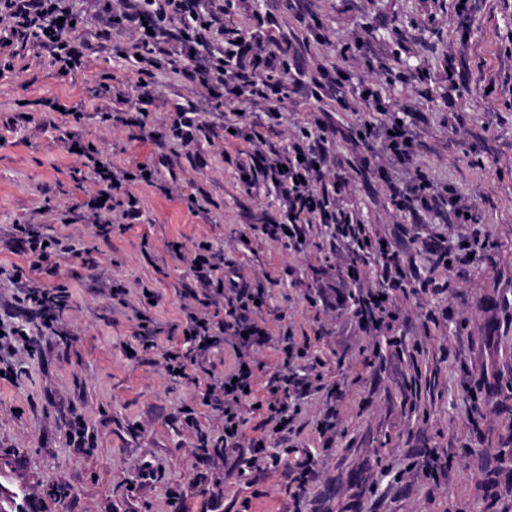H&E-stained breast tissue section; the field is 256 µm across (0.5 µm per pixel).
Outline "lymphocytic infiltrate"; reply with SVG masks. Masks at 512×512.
<instances>
[{
	"instance_id": "obj_1",
	"label": "lymphocytic infiltrate",
	"mask_w": 512,
	"mask_h": 512,
	"mask_svg": "<svg viewBox=\"0 0 512 512\" xmlns=\"http://www.w3.org/2000/svg\"><path fill=\"white\" fill-rule=\"evenodd\" d=\"M123 12L112 15L111 23L128 26L138 33L137 52L146 66H154L159 57L167 55V41L179 44V57L173 60L174 69L190 80L206 86L216 98L228 100L242 97L275 103L286 97L281 79L287 70L282 47L270 48L255 43L253 71L245 73L212 65L205 58L208 34L220 22L217 16H203L198 11L199 0H125ZM85 19L75 13L68 0H0V67H10L16 46H32L47 51L59 65L60 73L80 67L86 47L76 42L73 26L83 25ZM207 125L197 111L176 106L168 130L155 134V141L174 140L182 146L197 144L207 133ZM325 134L301 128L297 141L288 154L256 150L250 153V171L261 172L279 190L286 208L287 221L273 225L270 234L282 239H300L306 225L330 220L326 205V189L320 188L319 163L324 158ZM84 164L94 175L99 190L80 202L82 219L91 221L97 234L108 235L113 227L127 228L140 223L142 212L125 185L128 180L159 184L162 171L171 167L167 155H159L143 170L126 175L104 161L96 146L81 147ZM5 247L20 251L32 258V271L55 276L53 257L72 252L67 236L45 232L38 224L14 225ZM194 285L186 289L182 304L183 333L190 349L166 351L163 355L167 372L185 378L194 366H204L212 350L226 346L234 354L232 368L221 377H209L203 392L204 404L224 414V443L221 450L225 460H239L243 454L240 444V401L246 390L254 388L255 373L247 369L245 350L268 344L270 333L264 320L253 311L259 294L252 288L235 264L225 261L205 241L195 243L189 256ZM23 302L39 311L44 321L41 333L67 338L59 325V315L68 310L73 293L67 281H57L52 287L25 277L21 280Z\"/></svg>"
}]
</instances>
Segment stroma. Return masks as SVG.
<instances>
[{"mask_svg":"<svg viewBox=\"0 0 512 512\" xmlns=\"http://www.w3.org/2000/svg\"><path fill=\"white\" fill-rule=\"evenodd\" d=\"M69 2L87 17L76 39L94 45L82 67L63 75L47 52L26 49L0 74V238L34 222L74 246L54 259L73 289L62 317L68 338L0 353V483L23 487L43 512H481L482 451L491 448L501 462L489 512H512V0H469L464 12L459 0H200L202 14L222 12L225 32L260 26L287 44L293 91L274 120L248 99L213 98L165 65L146 78L153 99L141 129L100 114L107 85L124 91L120 111L137 103L136 33L99 43L100 5ZM340 68L377 92L379 107L310 93ZM47 100L80 119L45 122ZM178 104L198 110L210 140L168 144L175 178L160 189L129 186L141 223L94 234L73 210L97 186L69 151V133L129 170L151 161L156 147L144 135L163 131ZM392 114L411 125L413 164L354 136ZM319 121L328 127L322 181L337 187L332 203L371 239L387 240L410 280L374 335L348 294L381 287L376 252L353 280L352 249L335 225H308L300 244L271 239L267 225L285 219L280 193L260 176L245 186L238 169L250 145L232 127L260 124L285 154L300 128ZM419 174L461 195L477 223H460L447 207L401 209L390 184ZM192 194L201 214L185 203ZM429 236L452 251L473 238L484 248L460 277L435 264L421 243ZM199 240L263 288L260 315L273 341L290 336L302 352L287 364L273 346L251 354L256 385L240 405V442L263 441L259 466L245 459L225 468L215 454L223 413L203 404L193 379L164 367L168 346H187L179 325L192 283L170 246L188 252ZM27 265L0 250V322L32 333L38 320L14 279ZM115 284L129 289L128 305L112 299ZM144 285L158 297L147 313L164 329L152 346L136 336ZM307 372V395H282L291 433L275 434L259 400L285 374ZM306 460L316 476L301 488Z\"/></svg>","mask_w":512,"mask_h":512,"instance_id":"obj_1","label":"stroma"}]
</instances>
